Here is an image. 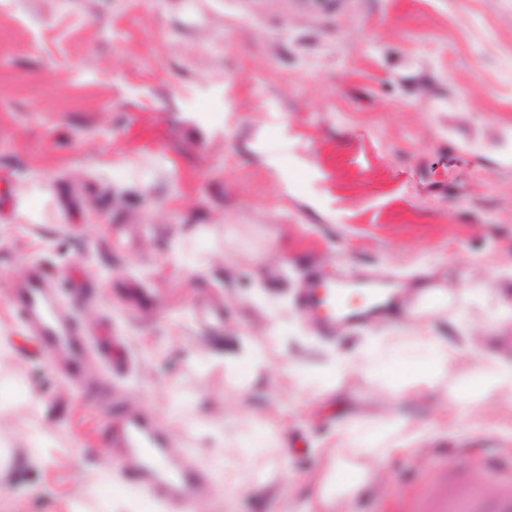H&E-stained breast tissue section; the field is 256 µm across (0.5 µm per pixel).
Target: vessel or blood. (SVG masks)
Wrapping results in <instances>:
<instances>
[{
    "label": "vessel or blood",
    "mask_w": 512,
    "mask_h": 512,
    "mask_svg": "<svg viewBox=\"0 0 512 512\" xmlns=\"http://www.w3.org/2000/svg\"><path fill=\"white\" fill-rule=\"evenodd\" d=\"M52 286V280L41 272L30 276L14 294L13 308L39 348L61 359L74 379L81 377L88 358L95 355L106 369H115L111 348H96L78 318L61 319L60 301ZM297 306L327 336L342 327L362 324L370 316L369 311L351 305L343 285L314 273ZM107 432L128 483L143 489L153 502H187L202 484L200 470L174 462L175 450L153 419L124 412ZM485 465L493 472L492 487L473 484L467 475L445 466L433 483L415 487L405 500V512H512V463L489 459Z\"/></svg>",
    "instance_id": "obj_1"
}]
</instances>
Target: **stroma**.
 I'll return each mask as SVG.
<instances>
[{
	"instance_id": "stroma-1",
	"label": "stroma",
	"mask_w": 512,
	"mask_h": 512,
	"mask_svg": "<svg viewBox=\"0 0 512 512\" xmlns=\"http://www.w3.org/2000/svg\"><path fill=\"white\" fill-rule=\"evenodd\" d=\"M38 269L123 373L75 385L29 340L11 300ZM312 270L384 280L397 315L322 335ZM421 328L458 348L428 397L283 372ZM488 355L512 362V0H0V512H314L350 420L414 436L341 512L444 462L485 485L512 398L460 394ZM113 402L206 474L187 510L124 484Z\"/></svg>"
}]
</instances>
